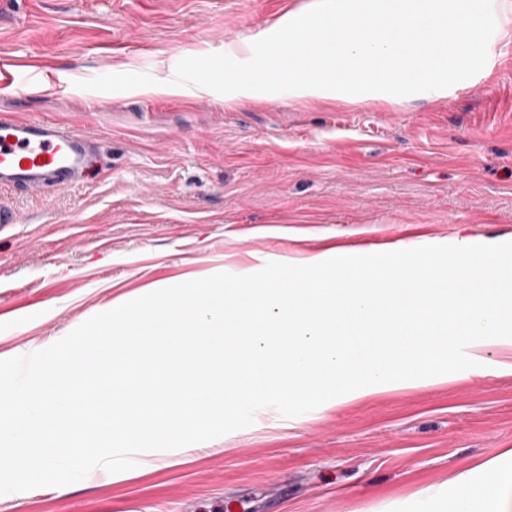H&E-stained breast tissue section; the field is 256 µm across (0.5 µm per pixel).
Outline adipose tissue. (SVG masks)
Returning a JSON list of instances; mask_svg holds the SVG:
<instances>
[{"mask_svg":"<svg viewBox=\"0 0 512 512\" xmlns=\"http://www.w3.org/2000/svg\"><path fill=\"white\" fill-rule=\"evenodd\" d=\"M485 467L491 470V478L479 485L460 482L444 512H512V473L496 470L490 461Z\"/></svg>","mask_w":512,"mask_h":512,"instance_id":"1","label":"adipose tissue"}]
</instances>
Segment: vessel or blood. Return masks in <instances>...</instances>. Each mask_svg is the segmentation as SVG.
Masks as SVG:
<instances>
[{
	"instance_id": "b4317fda",
	"label": "vessel or blood",
	"mask_w": 512,
	"mask_h": 512,
	"mask_svg": "<svg viewBox=\"0 0 512 512\" xmlns=\"http://www.w3.org/2000/svg\"><path fill=\"white\" fill-rule=\"evenodd\" d=\"M34 75L28 64L0 58V92L28 84ZM89 157L90 138L75 126L0 114V188L68 187L86 171Z\"/></svg>"
}]
</instances>
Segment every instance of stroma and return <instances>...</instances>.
I'll return each instance as SVG.
<instances>
[{
  "label": "stroma",
  "mask_w": 512,
  "mask_h": 512,
  "mask_svg": "<svg viewBox=\"0 0 512 512\" xmlns=\"http://www.w3.org/2000/svg\"><path fill=\"white\" fill-rule=\"evenodd\" d=\"M311 0H0V57L39 83L0 113L96 142L86 181L0 189V359L113 304L320 253L512 242V43L447 96L391 103L173 84ZM123 48H116V41ZM476 367L216 438L189 466L0 495V512H439L455 477L512 471V372ZM432 496H424V489Z\"/></svg>",
  "instance_id": "1"
}]
</instances>
